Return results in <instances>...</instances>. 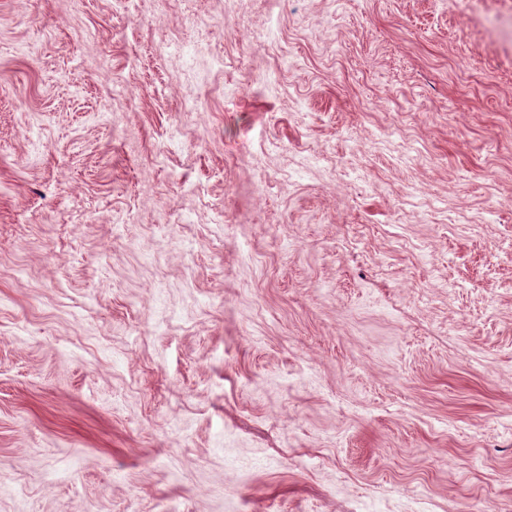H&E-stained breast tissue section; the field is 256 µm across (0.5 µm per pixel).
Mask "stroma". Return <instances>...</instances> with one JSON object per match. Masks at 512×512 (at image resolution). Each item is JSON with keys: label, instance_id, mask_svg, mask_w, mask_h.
<instances>
[{"label": "stroma", "instance_id": "1", "mask_svg": "<svg viewBox=\"0 0 512 512\" xmlns=\"http://www.w3.org/2000/svg\"><path fill=\"white\" fill-rule=\"evenodd\" d=\"M419 500L512 512V0H0V512Z\"/></svg>", "mask_w": 512, "mask_h": 512}]
</instances>
